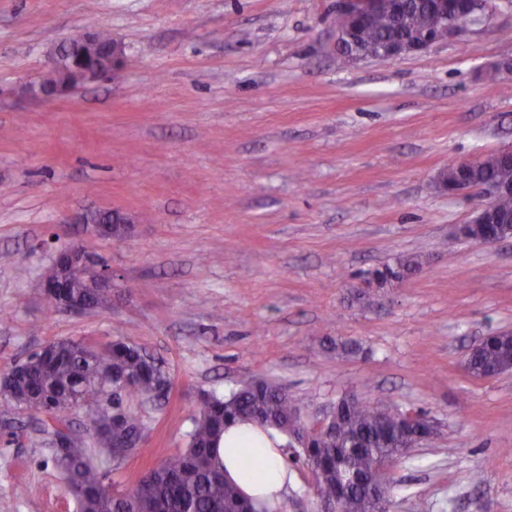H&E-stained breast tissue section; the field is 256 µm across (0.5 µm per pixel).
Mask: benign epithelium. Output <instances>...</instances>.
I'll list each match as a JSON object with an SVG mask.
<instances>
[{"instance_id": "7a95c632", "label": "benign epithelium", "mask_w": 512, "mask_h": 512, "mask_svg": "<svg viewBox=\"0 0 512 512\" xmlns=\"http://www.w3.org/2000/svg\"><path fill=\"white\" fill-rule=\"evenodd\" d=\"M393 0H337V18L341 22L336 25V44L339 53L350 61L373 59L386 61L411 53L426 52L432 47L458 39L463 36L469 24L478 21L481 14V2H475L477 14L463 22L446 21L437 30L435 36L428 34H413L403 40L387 47L378 55L355 50L353 41L357 28L376 8H387ZM73 41L69 40L59 45L50 58L49 66L53 69L68 72L74 75L78 83L93 81L106 72L99 69L94 63V58L85 55L83 57L73 54ZM469 161L460 160L451 164L457 170V178L448 181L447 175L440 178V187L450 195H462L475 188L467 177L466 168ZM485 196L484 202L476 209L475 215L468 222L473 228H480L478 236L469 237V240L481 245H493L501 241L512 239V231L504 233L501 227L509 225L512 221L499 214L495 202L502 197L512 196V178H500L476 187ZM76 221L82 224L95 226L96 234L100 238L124 239L132 230L134 220L128 214L112 209L87 211L76 217ZM52 266L56 270V278L50 280L43 278L42 290L54 289L60 294H65V289L70 287L73 278L78 277L84 281V287L110 292L112 291V271L100 265L92 256L76 245L65 246L58 249L52 257Z\"/></svg>"}]
</instances>
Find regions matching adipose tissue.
Masks as SVG:
<instances>
[{"label":"adipose tissue","instance_id":"obj_1","mask_svg":"<svg viewBox=\"0 0 512 512\" xmlns=\"http://www.w3.org/2000/svg\"><path fill=\"white\" fill-rule=\"evenodd\" d=\"M281 435L252 422L227 427L221 445L224 478L254 500L281 507L295 483V473L283 455Z\"/></svg>","mask_w":512,"mask_h":512}]
</instances>
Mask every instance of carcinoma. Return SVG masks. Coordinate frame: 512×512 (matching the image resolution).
I'll return each mask as SVG.
<instances>
[{"label":"carcinoma","instance_id":"cac0c4a2","mask_svg":"<svg viewBox=\"0 0 512 512\" xmlns=\"http://www.w3.org/2000/svg\"><path fill=\"white\" fill-rule=\"evenodd\" d=\"M435 0H405L400 17L382 10L358 31L359 41L375 50L411 32L429 29ZM474 182L500 178L505 171L491 155L473 161ZM418 268L409 259L393 268L375 271L391 280ZM512 365V335L492 333L467 363V371L483 378ZM124 383L128 394L146 402L154 399L170 379L163 366L134 343L123 339L94 345L82 339L47 344L44 354L33 352L20 362L15 381L0 386V398L22 408L38 431L55 437L53 424L70 428L69 412L91 407L83 434L68 435L64 452L52 450L64 490L78 512H272L245 498L224 479L218 454L224 428L237 419H248L289 437L298 430V408L278 384L252 378L227 396L204 395L191 418L186 447L163 456L156 468L125 491L105 482L104 465L120 459L116 438L142 441L141 416L129 409L113 423L112 390ZM336 421L339 435L326 438L312 428L303 435L293 462L312 475L318 497L339 503L341 512H387L386 495L370 497L364 485L388 487V471L376 468L382 459L406 455L426 438L409 428L404 412L387 402L373 406L357 398L342 399Z\"/></svg>","mask_w":512,"mask_h":512}]
</instances>
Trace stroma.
<instances>
[{"mask_svg": "<svg viewBox=\"0 0 512 512\" xmlns=\"http://www.w3.org/2000/svg\"><path fill=\"white\" fill-rule=\"evenodd\" d=\"M494 2L462 39L342 66L336 0H0V375L65 338L161 360L165 398L123 399L145 431L109 465L120 490L183 448L202 394L254 376L308 425L346 395L426 412L434 435L392 464L389 512H512V372L464 368L482 336L512 334V240L459 236L483 198L437 184L512 144V75L489 79L512 0ZM99 29L117 74L30 93L55 47ZM113 208L136 217L128 238L74 221ZM91 239L110 304L48 310L55 251ZM409 257L418 270L370 282ZM0 512H77L1 400Z\"/></svg>", "mask_w": 512, "mask_h": 512, "instance_id": "35a3bbf8", "label": "stroma"}]
</instances>
